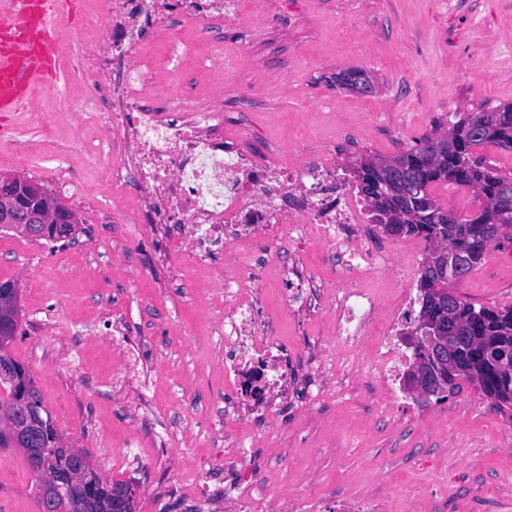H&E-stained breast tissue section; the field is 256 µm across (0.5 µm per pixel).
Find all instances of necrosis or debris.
<instances>
[{
  "label": "necrosis or debris",
  "mask_w": 512,
  "mask_h": 512,
  "mask_svg": "<svg viewBox=\"0 0 512 512\" xmlns=\"http://www.w3.org/2000/svg\"><path fill=\"white\" fill-rule=\"evenodd\" d=\"M233 2L94 0L104 24L89 57L69 69L65 87L74 93L82 129L94 131L99 143L86 160L105 167V190L118 193L135 182L129 207L136 223L177 229L193 272L209 275L215 287L204 301L210 334L225 350L224 378L237 391L231 412L246 420L259 409L247 379L257 369L263 391L283 386L291 367L286 317L313 300L328 307L331 344L317 358L308 402L323 400L331 381L348 376L337 351H351L380 318L381 299L360 277L391 270L397 249L371 229L366 204L322 155L304 151L288 164L260 165L248 140L225 148L221 99L205 109L180 96L160 99L159 78L141 58L142 34L171 39L189 23L222 30L239 18ZM313 243L322 246L342 286L321 290L289 266V252ZM399 280L401 300L384 317L368 374L390 401L415 402L400 338L415 304L410 270Z\"/></svg>",
  "instance_id": "4bbe7bcc"
}]
</instances>
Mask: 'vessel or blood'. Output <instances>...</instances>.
I'll return each instance as SVG.
<instances>
[{"label":"vessel or blood","mask_w":512,"mask_h":512,"mask_svg":"<svg viewBox=\"0 0 512 512\" xmlns=\"http://www.w3.org/2000/svg\"><path fill=\"white\" fill-rule=\"evenodd\" d=\"M72 0H0V116L24 111L35 87L59 85L52 59L60 36L56 18Z\"/></svg>","instance_id":"b4317fda"}]
</instances>
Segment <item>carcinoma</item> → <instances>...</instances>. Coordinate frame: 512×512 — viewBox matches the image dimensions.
I'll return each instance as SVG.
<instances>
[{
    "instance_id": "carcinoma-1",
    "label": "carcinoma",
    "mask_w": 512,
    "mask_h": 512,
    "mask_svg": "<svg viewBox=\"0 0 512 512\" xmlns=\"http://www.w3.org/2000/svg\"><path fill=\"white\" fill-rule=\"evenodd\" d=\"M488 142L512 147V105L482 108L462 114L450 124L448 132L426 136L405 153L389 162L396 166L404 195L394 201L416 212L417 220L402 225L401 234L417 235L429 242L419 278L420 311L440 323L448 324L454 339L453 352L438 364L421 348L413 349L410 369H429L445 376V383L460 387L459 380L473 383L491 402L494 409L512 410V375L504 374L499 354L512 352V306L475 307L461 298L452 308L442 303L444 293L461 281L479 264L488 250L501 237L503 228L512 226V174L484 165L474 150ZM383 161L368 158L360 164L358 179L364 199H370L369 184L378 183L382 176L375 166ZM450 182L468 186L485 200L481 210L462 215L445 209L429 193V186ZM448 249V260L437 257L439 247ZM17 303H0V318H10V327L0 332V358L7 359L12 369L0 374V408L21 426L14 436L0 429V447L21 445L42 448L48 458L45 470L67 473L74 469L71 456L54 453L52 436L35 434L26 422L38 412L45 422H54L32 373L11 355L8 346L18 329ZM67 512H135L134 491L126 482L103 480L93 464L70 488Z\"/></svg>"
}]
</instances>
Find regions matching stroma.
<instances>
[{
    "instance_id": "1",
    "label": "stroma",
    "mask_w": 512,
    "mask_h": 512,
    "mask_svg": "<svg viewBox=\"0 0 512 512\" xmlns=\"http://www.w3.org/2000/svg\"><path fill=\"white\" fill-rule=\"evenodd\" d=\"M240 2L246 25L221 33L224 139L248 137L263 161L290 159L299 145L323 149L326 122L336 129L333 159L349 172L356 158L392 157L446 132L459 114L512 105V0H277L270 22L257 0ZM181 36L195 50L171 85L207 107L218 75L204 66L209 35ZM355 68L372 91L340 85ZM34 96L41 112L23 141L36 161L0 153V173L45 184L52 153H67L75 129L62 89ZM67 176L83 191L62 198L77 216L74 241L0 233V282L20 288L11 352L66 439L104 479L131 485L136 512H224L244 481L271 512L331 491L386 501L388 512H512V411L493 410L469 383L420 414L385 406L363 372L378 324L351 354L342 393L309 405L297 391L253 422L215 418L235 393L206 334V278L160 260L146 224L137 254L123 260L111 201L89 200L96 173L75 163ZM455 291L478 307L512 305V265L485 257ZM117 324L149 386L116 388ZM34 486L22 450L0 448V512H40Z\"/></svg>"
}]
</instances>
